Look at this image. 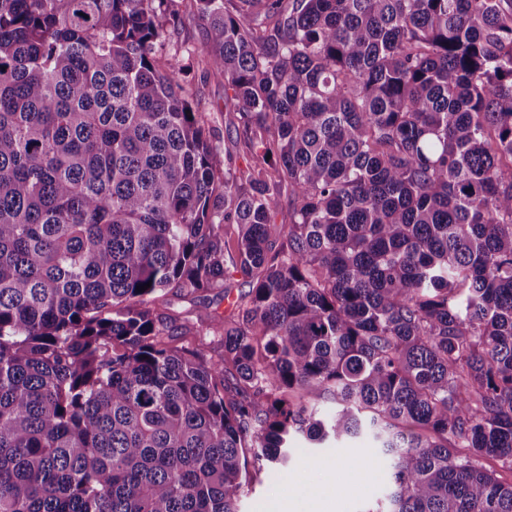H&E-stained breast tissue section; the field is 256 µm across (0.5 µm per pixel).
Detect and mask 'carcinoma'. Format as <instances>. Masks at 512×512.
Listing matches in <instances>:
<instances>
[{
	"label": "carcinoma",
	"instance_id": "cac0c4a2",
	"mask_svg": "<svg viewBox=\"0 0 512 512\" xmlns=\"http://www.w3.org/2000/svg\"><path fill=\"white\" fill-rule=\"evenodd\" d=\"M190 2L243 167L178 0H0V512H238L364 433L366 512H512V0ZM183 2V27L180 29L178 34L170 32L169 28L165 29L164 36L170 49H176L183 45L190 47L191 49L201 50L204 48L205 36L201 23L197 20V17L190 13L189 2ZM192 60L187 55L184 57L182 64L191 68L187 73L179 75L180 83L189 82L198 89L211 133L213 130L214 137L220 144L221 156L224 157V149L234 156H242L243 153L234 140L228 137L227 129L233 118L224 109V77L215 73L201 74L192 67ZM240 290H248V288H240L237 286V282L232 284V288H230V292L228 293V297L224 298V293L221 295H216L215 293L209 294V299L205 301L204 304H193L189 300L178 301L175 300L174 308L178 311H195L197 309H204V307L208 308V311L216 312L218 314H223L227 311L229 307V302L235 300Z\"/></svg>",
	"mask_w": 512,
	"mask_h": 512
}]
</instances>
